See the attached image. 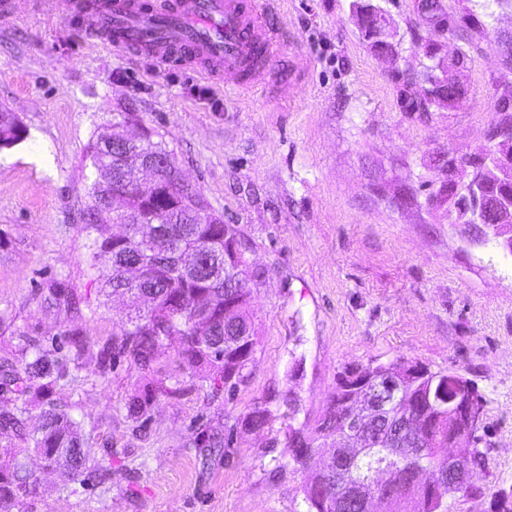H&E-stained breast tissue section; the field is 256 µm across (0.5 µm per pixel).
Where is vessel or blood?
I'll return each instance as SVG.
<instances>
[{"mask_svg": "<svg viewBox=\"0 0 512 512\" xmlns=\"http://www.w3.org/2000/svg\"><path fill=\"white\" fill-rule=\"evenodd\" d=\"M85 20L112 47L163 64L178 60L242 89L270 69L273 41L253 0H175L165 10L138 0H96Z\"/></svg>", "mask_w": 512, "mask_h": 512, "instance_id": "obj_1", "label": "vessel or blood"}]
</instances>
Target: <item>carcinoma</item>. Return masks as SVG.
Masks as SVG:
<instances>
[{
	"instance_id": "cac0c4a2",
	"label": "carcinoma",
	"mask_w": 512,
	"mask_h": 512,
	"mask_svg": "<svg viewBox=\"0 0 512 512\" xmlns=\"http://www.w3.org/2000/svg\"><path fill=\"white\" fill-rule=\"evenodd\" d=\"M422 8L440 16L439 23L461 39L482 27L475 14L451 15L442 0H423ZM374 53L386 51L393 57L391 76L397 85L405 112L426 115L451 111L468 93L460 83V68L466 64L448 61L444 78H432L431 66L413 71L400 65L397 46L369 45ZM423 83V93L413 86ZM512 120V98H498L489 121ZM126 145L154 159L159 176L167 182L174 160L161 141L135 117ZM27 128L19 115L0 110V150L24 141ZM119 147L112 134L101 133L87 147L85 160L97 170L112 165ZM502 184L491 178L479 192L484 220L498 218L496 201ZM89 204L83 213L80 230L89 237L90 267L96 270L101 291L127 293L139 304L138 315L122 323L121 337L101 346L97 353L98 374L105 378L118 356L149 369L164 355L166 341L176 336L180 348L176 361L209 384L212 395L243 383L253 358L255 325L250 313L252 284L260 273L249 266L241 230L236 224L211 211L202 195L192 187L174 196L162 187L148 198L136 190L129 193L125 209H112V183L93 180L87 189ZM129 224L131 236L118 241L104 233L100 221ZM141 261L138 279L127 275V265ZM44 301L54 307L72 304L65 282L53 281L44 291ZM233 303L232 314L224 315V305ZM73 354L62 356L57 348H46L29 339L22 348V368L9 363L0 366V509L3 512L23 507L39 494L40 482L26 462L29 453L45 456L57 464L67 481L84 484L92 472L112 469V449L105 448L97 459L71 416L58 406L54 394L59 382L70 373V364L91 351L90 342L74 329L69 339ZM364 372L379 383L398 379L394 395L380 389L374 397L383 404L380 417L369 425L378 438L361 448H340L328 472H314L302 488L308 512H362L358 496L375 473L392 463L398 474L397 491L382 498L380 512H452L458 503L487 496L492 512H512V485L489 481L491 443L486 439L490 401L476 382L456 369L433 371L403 357L388 361L371 360L352 367L337 377L336 388L319 416L312 423L290 428L288 447L295 470L307 471L304 452L338 442L348 435L349 409L356 398L357 374ZM180 381L147 383L128 403L130 417L144 422L161 396L182 393ZM40 407V425L28 432L22 417L28 403ZM408 415L419 418L417 429L406 428ZM187 444L196 448L224 447L221 426L194 431ZM464 462L468 481L442 490L438 485L441 458Z\"/></svg>"
}]
</instances>
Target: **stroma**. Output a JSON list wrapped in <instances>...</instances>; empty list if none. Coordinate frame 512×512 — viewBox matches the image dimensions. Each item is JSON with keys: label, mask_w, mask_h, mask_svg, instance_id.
I'll list each match as a JSON object with an SVG mask.
<instances>
[{"label": "stroma", "mask_w": 512, "mask_h": 512, "mask_svg": "<svg viewBox=\"0 0 512 512\" xmlns=\"http://www.w3.org/2000/svg\"><path fill=\"white\" fill-rule=\"evenodd\" d=\"M275 38L269 74L240 92L187 65H163L91 38L65 0H17L0 20V107L16 112L25 141L0 152V360L25 337L65 345L81 329L111 342L134 305L105 297L80 230L88 144L123 115L164 142L175 166L248 245L262 277L253 289L255 331L248 379L208 397L191 371L164 355L147 372L129 358L108 377L94 354L60 381L56 398L95 452L112 445L108 483L77 488L31 460L40 478L33 512H307V473L288 454V410L297 422L325 406L343 368L404 357L432 370L468 372L491 401L490 471L512 485V260L465 242L425 199L438 177L435 153L477 152L495 99L512 5L445 0L471 11L468 93L450 112L421 121L403 112L390 63L370 51L353 16L356 0H259ZM387 12L402 62L420 69L430 32L415 0H375ZM412 193L416 202L393 206ZM65 277L77 307L46 308L39 295ZM300 363L296 379L288 374ZM178 376L185 392L156 402L146 426L129 398L152 380ZM272 421L243 426L254 410ZM224 424L227 445L185 447L193 430Z\"/></svg>", "instance_id": "stroma-1"}]
</instances>
